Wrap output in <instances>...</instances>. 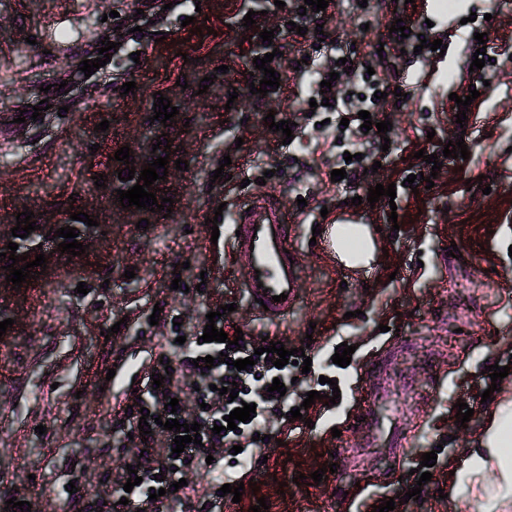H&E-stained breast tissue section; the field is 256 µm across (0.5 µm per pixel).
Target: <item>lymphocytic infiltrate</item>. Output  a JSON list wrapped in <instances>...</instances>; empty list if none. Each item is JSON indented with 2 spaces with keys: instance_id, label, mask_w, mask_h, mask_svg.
Wrapping results in <instances>:
<instances>
[{
  "instance_id": "obj_1",
  "label": "lymphocytic infiltrate",
  "mask_w": 512,
  "mask_h": 512,
  "mask_svg": "<svg viewBox=\"0 0 512 512\" xmlns=\"http://www.w3.org/2000/svg\"><path fill=\"white\" fill-rule=\"evenodd\" d=\"M203 324H195L186 334V341L174 345L169 356V364H153L152 370L164 374L165 379L159 389L152 391L145 407L151 417L163 420L177 418L179 422L199 423L201 426V445L187 444L183 457H175L173 448L174 432L163 429L162 424L153 425L152 436L141 440L136 425L140 415L128 412L125 422L130 423V432L134 436V446L125 451L119 464L94 457L84 458L79 473L73 474L72 480L76 493L65 494L58 500L59 512H122L118 502L127 499L133 512H167L170 504L186 506L187 512H223L224 499L219 486H212L197 501H189L185 491H174L173 481L189 478L191 472L205 467L206 458L222 448H230L238 442L239 434L233 430L213 433V426H221L223 418L233 409L226 396L220 395L223 387L238 383L245 390L239 393V400L256 406V414L248 421V428H258L265 420L266 414L283 404V397H269L267 388L273 380L287 381V368L273 366L265 356H258L249 341H242L234 346L225 343L202 342ZM228 354V362H217L213 368L200 370L193 361L206 356L217 357ZM256 356L257 362L247 370H237L235 360ZM179 401L176 411L165 410L166 398ZM146 462L147 469L142 474L140 485L132 491H124L129 474L127 465ZM164 489V496L150 500V489Z\"/></svg>"
}]
</instances>
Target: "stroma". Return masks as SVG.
Returning a JSON list of instances; mask_svg holds the SVG:
<instances>
[{
    "label": "stroma",
    "mask_w": 512,
    "mask_h": 512,
    "mask_svg": "<svg viewBox=\"0 0 512 512\" xmlns=\"http://www.w3.org/2000/svg\"><path fill=\"white\" fill-rule=\"evenodd\" d=\"M335 2L326 28L337 39L322 45L319 59L370 61L340 74L336 98L386 92L389 147L342 130L338 113L311 110L316 71L287 68L283 96L249 97L252 60L265 52L259 31L282 24V12L265 11L264 0H0V215L7 221L37 197L48 205L75 192L92 201L93 165L140 136L154 93L176 89L190 120L175 137L189 168L170 217L145 229L114 224L101 256L62 263L54 276L0 295V306L22 322L0 359V408L11 422L0 429V475L7 478L0 495L24 482L60 494L73 461L90 453L119 458L120 449L103 448L101 432L137 399L115 384L100 396L98 365L119 352L134 366L153 363L168 348L171 318L188 327L231 303L225 327H240L257 345L278 338L312 360L310 372L294 368L296 382L284 407L268 415L264 437L244 436L241 455L225 449L224 476L258 487L233 512H250L261 497L268 512H372L389 499L395 512H512V496L485 495L496 469L458 483L448 473L449 464L487 456L491 413L512 407V373L496 382L492 401L481 400L494 383L485 367L512 361V0H461L451 9L441 0ZM139 8L147 21L136 32L130 18ZM251 10L257 26L249 30L243 18ZM188 16L194 28L183 27ZM399 18L427 25L445 54L392 40ZM119 28L124 35L105 78L88 86L81 61L96 59L102 38ZM475 28L486 33L492 59L482 78L467 67ZM206 77L212 83L202 94ZM61 78L64 114L47 110L6 125L9 115L39 106L44 87ZM182 78L187 88H177ZM131 80L134 93L121 94ZM472 88L480 95L457 124L454 99ZM272 110L296 122L290 144L265 124ZM307 111L312 120H304ZM104 120L110 127L102 132ZM457 139L468 159L444 157ZM347 151L363 156L356 185H331L327 174ZM420 151L442 158L441 170L417 159ZM226 157L227 179L215 178ZM379 183L395 184V199L366 203ZM260 192L279 202L302 260L299 302L277 322L248 306L237 284L242 261L229 244H209L205 226L217 214L231 227L236 205ZM357 195L362 204L351 205ZM345 212L358 214L373 241L371 264L352 272L310 243L317 223ZM450 245L458 257L446 254ZM129 269L134 278H125ZM81 283L87 293L77 292ZM159 302L162 322L154 325ZM343 342L355 348L344 368L332 361ZM336 389L335 404L322 398L303 408L309 391L324 397ZM459 401L474 411L465 426L455 421ZM296 408L301 418L290 419ZM40 425L45 434L37 433ZM22 448L28 456H19ZM432 450V479L418 484L414 471ZM331 462L337 470L320 485L296 484L297 474ZM417 485L420 500L405 501Z\"/></svg>",
    "instance_id": "1"
}]
</instances>
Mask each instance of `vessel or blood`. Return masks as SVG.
I'll return each mask as SVG.
<instances>
[{"instance_id":"1","label":"vessel or blood","mask_w":512,"mask_h":512,"mask_svg":"<svg viewBox=\"0 0 512 512\" xmlns=\"http://www.w3.org/2000/svg\"><path fill=\"white\" fill-rule=\"evenodd\" d=\"M234 227L238 234L232 239V248L244 262L240 286L247 300L266 320L284 319L299 297L300 265L286 250L289 228L278 203L267 195L251 197L237 208ZM114 380L145 391L153 382L152 369L141 365L115 375Z\"/></svg>"}]
</instances>
